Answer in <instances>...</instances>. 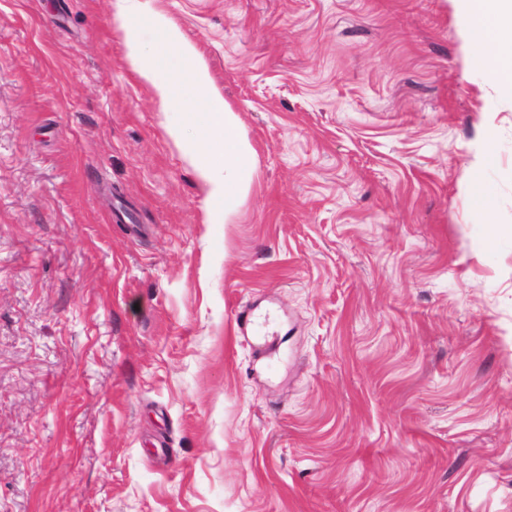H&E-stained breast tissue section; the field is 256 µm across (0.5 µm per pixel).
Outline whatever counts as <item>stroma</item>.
Instances as JSON below:
<instances>
[{
    "label": "stroma",
    "instance_id": "obj_1",
    "mask_svg": "<svg viewBox=\"0 0 512 512\" xmlns=\"http://www.w3.org/2000/svg\"><path fill=\"white\" fill-rule=\"evenodd\" d=\"M149 5L255 182L209 223L115 0H0V512H512V95L455 0Z\"/></svg>",
    "mask_w": 512,
    "mask_h": 512
}]
</instances>
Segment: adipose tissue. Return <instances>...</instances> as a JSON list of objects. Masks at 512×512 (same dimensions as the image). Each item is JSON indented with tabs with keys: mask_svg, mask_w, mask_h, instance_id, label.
<instances>
[{
	"mask_svg": "<svg viewBox=\"0 0 512 512\" xmlns=\"http://www.w3.org/2000/svg\"><path fill=\"white\" fill-rule=\"evenodd\" d=\"M464 42L480 45L475 64L492 83L512 93V0H456ZM117 16L133 72L148 84L167 112L203 119V132L184 139L180 127L170 128L183 140L215 207L214 224L232 223L249 197L256 173L255 150L239 117L215 87L208 66L181 27L145 0H116ZM154 40H146L145 29Z\"/></svg>",
	"mask_w": 512,
	"mask_h": 512,
	"instance_id": "obj_1",
	"label": "adipose tissue"
}]
</instances>
